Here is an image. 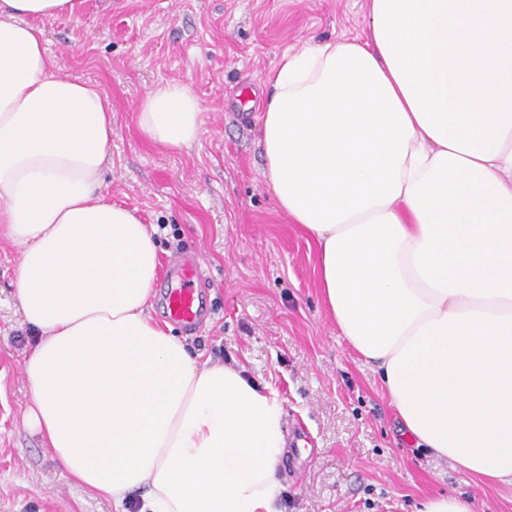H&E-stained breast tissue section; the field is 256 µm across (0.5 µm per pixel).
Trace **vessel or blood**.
<instances>
[{
  "mask_svg": "<svg viewBox=\"0 0 512 512\" xmlns=\"http://www.w3.org/2000/svg\"><path fill=\"white\" fill-rule=\"evenodd\" d=\"M166 278L172 283L166 291L169 318L182 324L187 331L198 330L203 324L200 294L203 282L197 262L189 257L172 260ZM288 446L293 451L291 472L296 475L303 472L314 458L311 440L304 428L290 430Z\"/></svg>",
  "mask_w": 512,
  "mask_h": 512,
  "instance_id": "b4317fda",
  "label": "vessel or blood"
}]
</instances>
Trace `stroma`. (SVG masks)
<instances>
[{
	"mask_svg": "<svg viewBox=\"0 0 512 512\" xmlns=\"http://www.w3.org/2000/svg\"><path fill=\"white\" fill-rule=\"evenodd\" d=\"M366 9L367 0H81L36 25L61 70L106 95L104 192L151 225L161 261L199 256L205 318L188 343L235 358L312 434L313 462L282 479L284 512H416L423 498L453 492L474 512H512L511 485L484 483L403 438L378 378L322 311L314 244L277 210L263 176L265 81L278 56L361 33ZM164 81L191 85L201 101L204 133L191 147H159L137 128L138 103ZM20 255L0 240V512H114L71 482L24 422L33 338L15 298Z\"/></svg>",
	"mask_w": 512,
	"mask_h": 512,
	"instance_id": "1",
	"label": "stroma"
}]
</instances>
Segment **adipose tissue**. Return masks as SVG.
I'll return each mask as SVG.
<instances>
[{"mask_svg": "<svg viewBox=\"0 0 512 512\" xmlns=\"http://www.w3.org/2000/svg\"><path fill=\"white\" fill-rule=\"evenodd\" d=\"M368 2L363 36L304 42L271 70L266 184L412 446L512 485V0ZM79 4L0 0V238L22 247L35 336L25 423L115 512H280L279 394L155 319L154 234L101 190L106 96L32 24ZM136 123L177 150L203 109L166 82Z\"/></svg>", "mask_w": 512, "mask_h": 512, "instance_id": "adipose-tissue-1", "label": "adipose tissue"}]
</instances>
